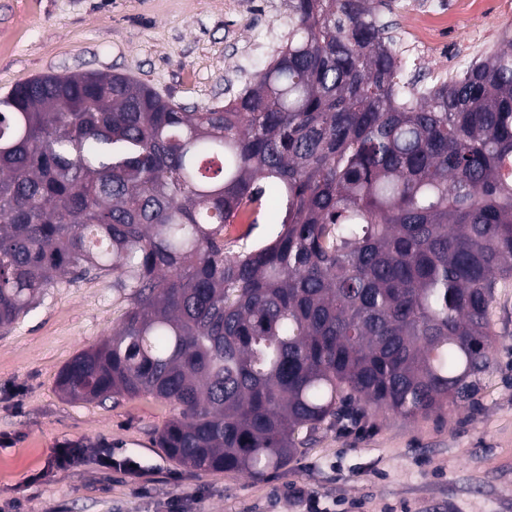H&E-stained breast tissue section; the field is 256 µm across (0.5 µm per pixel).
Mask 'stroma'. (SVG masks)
<instances>
[{
    "instance_id": "1",
    "label": "stroma",
    "mask_w": 512,
    "mask_h": 512,
    "mask_svg": "<svg viewBox=\"0 0 512 512\" xmlns=\"http://www.w3.org/2000/svg\"><path fill=\"white\" fill-rule=\"evenodd\" d=\"M393 34L421 77L454 73L415 45L414 11L451 16L440 34L473 58L512 25V0H390ZM288 0H0V95L43 74L120 73L188 110L221 107L272 62ZM127 301L111 277L61 282L0 333V512H512V280L491 310L493 368L473 404L429 418L378 414L364 429L315 432L280 469L204 473L157 446L176 408L150 396L65 398L61 368L112 333ZM76 441L112 451L44 474ZM134 461L136 475L121 463ZM317 497L294 499L292 487Z\"/></svg>"
}]
</instances>
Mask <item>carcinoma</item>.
Returning <instances> with one entry per match:
<instances>
[{
    "label": "carcinoma",
    "mask_w": 512,
    "mask_h": 512,
    "mask_svg": "<svg viewBox=\"0 0 512 512\" xmlns=\"http://www.w3.org/2000/svg\"><path fill=\"white\" fill-rule=\"evenodd\" d=\"M288 2L285 44L222 108L122 74L0 96V331L64 276H112L129 307L58 389L173 404L157 445L202 472L475 402L512 278V27L422 86L388 0ZM244 217L279 230L226 235Z\"/></svg>",
    "instance_id": "carcinoma-1"
}]
</instances>
